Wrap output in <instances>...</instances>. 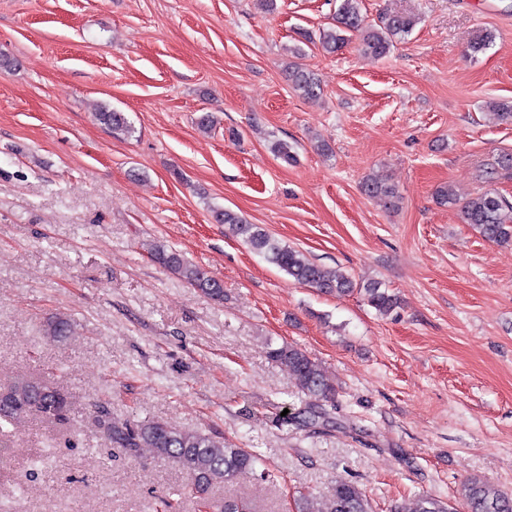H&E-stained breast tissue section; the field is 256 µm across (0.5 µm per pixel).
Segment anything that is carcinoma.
I'll use <instances>...</instances> for the list:
<instances>
[{
    "label": "carcinoma",
    "mask_w": 512,
    "mask_h": 512,
    "mask_svg": "<svg viewBox=\"0 0 512 512\" xmlns=\"http://www.w3.org/2000/svg\"><path fill=\"white\" fill-rule=\"evenodd\" d=\"M413 16L392 12L384 16L381 25L364 23L359 0H339L332 26L319 33L322 49L333 54L346 47L352 38L358 39V49L375 58L386 56L393 40L411 32ZM288 82L306 99H315L321 88L315 74L300 64L288 66ZM491 115L500 123L512 124V101L489 103ZM96 119L113 132L130 133L131 126L121 112L103 106ZM363 192L378 198L389 209L399 206L400 194L395 184L383 176L374 175L362 184ZM462 221L471 225L483 238L500 246H512V201L486 190L466 199L461 206ZM215 222L240 239L253 253L261 256L288 276L293 282L315 288L326 294L349 295L362 293L366 303L379 314L387 315L398 307V297L377 281L359 286L346 273L326 268L303 252L276 240L261 224H251L230 209H212ZM150 255L160 266L178 275L191 287L216 301L224 299V285L210 277L202 268L190 264L176 251L161 245L151 246ZM44 332L62 340L71 333V322L57 317L45 326ZM271 359L288 369L299 390L313 402L301 409L291 420L309 426L328 419L326 404L336 402V388L322 365L302 349L283 344L269 348ZM71 403L65 392L41 380L19 378L7 388H0V433L5 427L29 415L47 421L65 423L69 420ZM94 421L99 431L113 447L130 456L142 448H152L160 457L172 461L186 476L187 493L207 509L208 493L216 484H230L241 476L260 480L271 477L259 454L247 448L233 447L213 435L179 429L164 420L151 419L137 423L118 424L105 403L94 405ZM467 512H512V495L497 485L478 477L468 479L461 488ZM296 512H372L369 500L360 487L343 479L330 488L322 500L313 494H301L296 499ZM413 512H452L444 501L432 495L417 498Z\"/></svg>",
    "instance_id": "1"
}]
</instances>
